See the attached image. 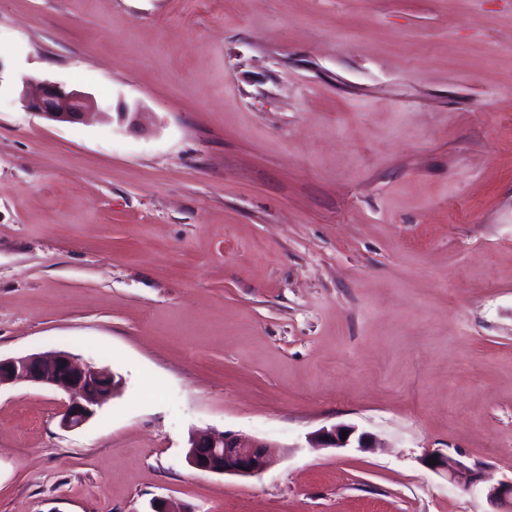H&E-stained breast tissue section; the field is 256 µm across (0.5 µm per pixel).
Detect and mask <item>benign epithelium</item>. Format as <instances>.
I'll return each mask as SVG.
<instances>
[{
    "label": "benign epithelium",
    "mask_w": 512,
    "mask_h": 512,
    "mask_svg": "<svg viewBox=\"0 0 512 512\" xmlns=\"http://www.w3.org/2000/svg\"><path fill=\"white\" fill-rule=\"evenodd\" d=\"M23 108L47 120L61 123L107 121L109 113L93 93L48 80L25 78L18 94ZM18 384L43 386L65 393L60 426L67 431L83 428L104 404L121 389V378L115 373L81 362L65 351L46 355L31 353L6 359L0 358V388ZM346 439H341L342 432ZM311 448L373 447L368 432L356 427L333 425L323 427L307 437ZM276 444L252 436L212 430L190 436L186 462L202 473L224 476H257L279 461ZM432 470L444 472L448 481L455 482L463 474L468 484L479 482L478 473L463 462L447 455L434 454ZM488 499L498 512H512V480L486 489Z\"/></svg>",
    "instance_id": "benign-epithelium-1"
}]
</instances>
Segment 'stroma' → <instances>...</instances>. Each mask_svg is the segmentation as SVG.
<instances>
[{
  "label": "stroma",
  "instance_id": "obj_1",
  "mask_svg": "<svg viewBox=\"0 0 512 512\" xmlns=\"http://www.w3.org/2000/svg\"><path fill=\"white\" fill-rule=\"evenodd\" d=\"M74 84L130 130L25 111ZM0 512H496L512 479V0H0ZM353 425L375 448H312ZM280 444L198 472L191 433ZM480 469L464 486L424 466ZM121 383L115 373L83 363L65 351L0 357V388L31 384L67 395L60 420L67 431L83 428L119 392ZM430 458L435 459V466H430L428 464V460ZM425 464L434 471L444 472L448 477L449 482H456L462 474L467 475L469 485H476L480 481L479 475L474 469L469 468L460 460H457L447 454L431 455L425 460Z\"/></svg>",
  "mask_w": 512,
  "mask_h": 512
}]
</instances>
